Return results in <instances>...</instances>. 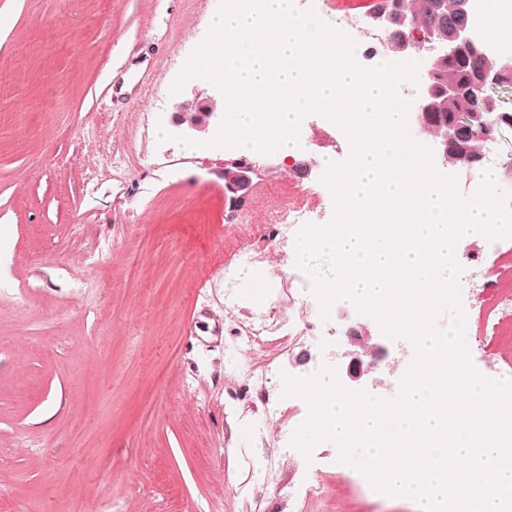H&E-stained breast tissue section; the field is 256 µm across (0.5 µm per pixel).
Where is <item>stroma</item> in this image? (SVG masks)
<instances>
[{"label":"stroma","mask_w":512,"mask_h":512,"mask_svg":"<svg viewBox=\"0 0 512 512\" xmlns=\"http://www.w3.org/2000/svg\"><path fill=\"white\" fill-rule=\"evenodd\" d=\"M221 0H0V512H420L340 462L335 442L265 462L308 418L284 395L235 400L249 365L279 361L298 375L325 355L303 322L341 319L340 305L294 303L302 274L295 238L272 246L270 212L296 198L334 214L324 161L351 143L310 112L294 157L258 153L242 204L222 177L229 153L211 134L178 144L176 103L220 96L209 79L181 80ZM179 93H171L173 84ZM171 139L159 142L158 130ZM224 227L215 236L212 225ZM248 224L253 265L224 298V242ZM474 272L512 276V241L467 238ZM377 383L395 399L417 352L387 338ZM262 347L231 350L246 333ZM473 366L512 375V353L471 329ZM317 486L306 494L307 486Z\"/></svg>","instance_id":"obj_1"}]
</instances>
